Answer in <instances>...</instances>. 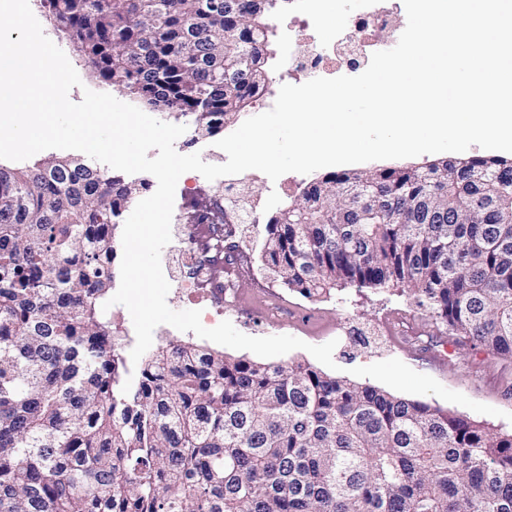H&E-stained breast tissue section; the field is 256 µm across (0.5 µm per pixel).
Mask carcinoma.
<instances>
[{
    "mask_svg": "<svg viewBox=\"0 0 512 512\" xmlns=\"http://www.w3.org/2000/svg\"><path fill=\"white\" fill-rule=\"evenodd\" d=\"M95 77L213 136L269 84L277 0H40ZM80 158L0 165V512H512V433L328 375L170 342L128 385L115 241L146 189ZM262 270L408 294L512 359V160L332 172Z\"/></svg>",
    "mask_w": 512,
    "mask_h": 512,
    "instance_id": "carcinoma-1",
    "label": "carcinoma"
}]
</instances>
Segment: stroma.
<instances>
[{
  "label": "stroma",
  "instance_id": "obj_1",
  "mask_svg": "<svg viewBox=\"0 0 512 512\" xmlns=\"http://www.w3.org/2000/svg\"><path fill=\"white\" fill-rule=\"evenodd\" d=\"M363 6L364 0H323L319 39L335 40ZM310 180V175L290 172L273 181L248 170L235 181L223 176L206 187L209 196L229 193L267 202L255 223L238 227L246 260L236 279L235 305L225 320L253 337L291 335L308 345L336 341L333 361L339 377L511 432L512 361L436 329L408 296L349 286L327 298L306 299L264 278V227Z\"/></svg>",
  "mask_w": 512,
  "mask_h": 512
}]
</instances>
